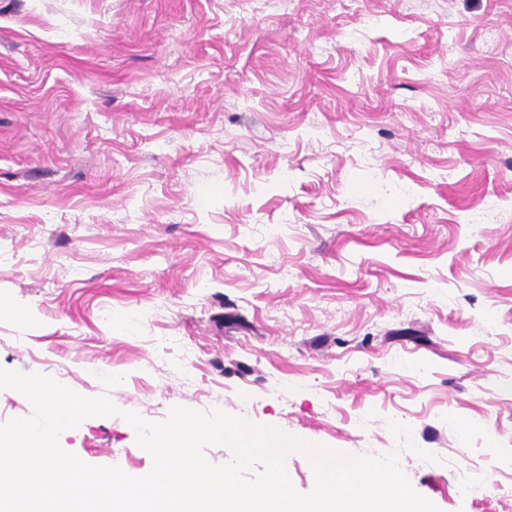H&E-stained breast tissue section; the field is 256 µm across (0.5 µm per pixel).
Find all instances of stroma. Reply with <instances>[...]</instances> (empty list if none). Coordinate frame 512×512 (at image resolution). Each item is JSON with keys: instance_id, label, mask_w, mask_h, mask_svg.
I'll return each instance as SVG.
<instances>
[{"instance_id": "35a3bbf8", "label": "stroma", "mask_w": 512, "mask_h": 512, "mask_svg": "<svg viewBox=\"0 0 512 512\" xmlns=\"http://www.w3.org/2000/svg\"><path fill=\"white\" fill-rule=\"evenodd\" d=\"M0 368L512 512V0H0Z\"/></svg>"}]
</instances>
